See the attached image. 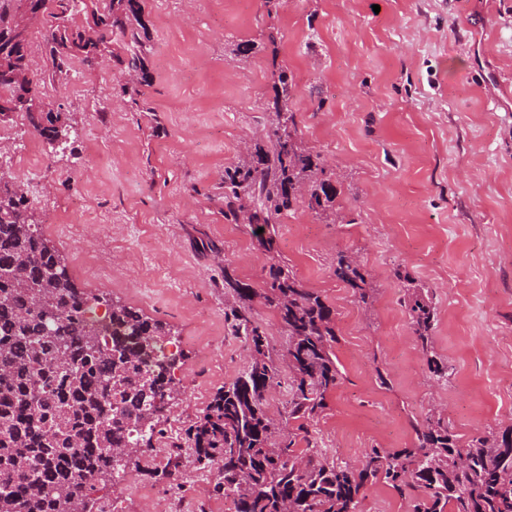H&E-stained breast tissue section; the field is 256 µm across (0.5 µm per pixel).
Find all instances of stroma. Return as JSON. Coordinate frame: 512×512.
Returning <instances> with one entry per match:
<instances>
[{"label": "stroma", "instance_id": "1", "mask_svg": "<svg viewBox=\"0 0 512 512\" xmlns=\"http://www.w3.org/2000/svg\"><path fill=\"white\" fill-rule=\"evenodd\" d=\"M145 19L151 78L136 101L117 93L115 61L92 71L73 62L49 89L66 144L51 147L21 116L0 122L12 145L0 175L25 185L79 288L171 328L183 364L161 429H187L248 363L224 319V272L260 288L270 259L225 218L224 170L263 138L279 68L342 202L338 222L302 206L278 226V258L335 313L341 372L296 453L314 445L355 462L409 448L432 410L463 445L512 426V0H284L274 13L264 0H147ZM242 42L255 46L245 59ZM32 150L44 158L34 175L22 163ZM66 217L74 234L58 227ZM340 251L370 275V309L336 280ZM397 267L411 283L393 277ZM412 285L436 309L435 347L452 370L442 387L404 306ZM138 457L96 486L98 504L171 512L176 493L189 512H234L190 444L157 437Z\"/></svg>", "mask_w": 512, "mask_h": 512}]
</instances>
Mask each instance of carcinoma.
<instances>
[{
    "mask_svg": "<svg viewBox=\"0 0 512 512\" xmlns=\"http://www.w3.org/2000/svg\"><path fill=\"white\" fill-rule=\"evenodd\" d=\"M145 9L146 0H0V110L22 114L50 143L65 138L44 88L67 79L74 59L89 70L115 59L126 73L122 94L138 93L136 85L149 80ZM28 11L42 15L48 69L40 73L32 69ZM273 76L266 141L246 146L224 169V216L248 226L268 253L284 214L301 204L327 218L341 209L340 190L321 154L303 145L289 107L293 77L283 69ZM66 268L32 219L23 187L0 182V512H93L96 483L137 465L134 453L158 433L160 402L176 392L177 358L162 351L171 332L60 279ZM333 273L362 307L372 304L374 287L358 256L338 253ZM224 294V317L250 360L215 394L188 439L200 468L217 469L214 490L233 500L235 512H359L362 491L378 482L412 500V512H512V428L463 446L433 411L415 425L411 448H372L358 463L320 448L296 453L294 433L268 417L266 393L284 364L285 422L325 411L340 379L334 311L279 262L259 291L224 271ZM258 304L279 318L287 337L282 356L258 322ZM405 307L431 379L448 384V362L433 341L431 298L415 288ZM51 311L55 317L46 318ZM115 448L129 450L124 463H116Z\"/></svg>",
    "mask_w": 512,
    "mask_h": 512,
    "instance_id": "carcinoma-1",
    "label": "carcinoma"
}]
</instances>
